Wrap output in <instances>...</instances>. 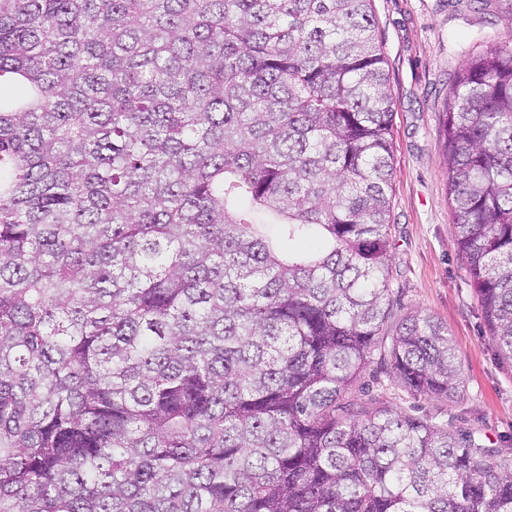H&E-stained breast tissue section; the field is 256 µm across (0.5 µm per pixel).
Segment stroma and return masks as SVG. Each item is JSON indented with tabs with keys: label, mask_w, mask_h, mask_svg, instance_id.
<instances>
[{
	"label": "stroma",
	"mask_w": 512,
	"mask_h": 512,
	"mask_svg": "<svg viewBox=\"0 0 512 512\" xmlns=\"http://www.w3.org/2000/svg\"><path fill=\"white\" fill-rule=\"evenodd\" d=\"M389 69L394 174L390 221L396 317L421 310L448 328L462 373L453 400L414 398L386 375L373 395L395 411L474 428L512 449V360L490 335L458 253L442 120L467 57L512 31L499 0H372Z\"/></svg>",
	"instance_id": "35a3bbf8"
}]
</instances>
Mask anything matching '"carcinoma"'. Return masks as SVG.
Returning a JSON list of instances; mask_svg holds the SVG:
<instances>
[{
	"instance_id": "1",
	"label": "carcinoma",
	"mask_w": 512,
	"mask_h": 512,
	"mask_svg": "<svg viewBox=\"0 0 512 512\" xmlns=\"http://www.w3.org/2000/svg\"><path fill=\"white\" fill-rule=\"evenodd\" d=\"M372 0H0V512H512L433 316L391 322ZM443 118L512 359V33Z\"/></svg>"
}]
</instances>
